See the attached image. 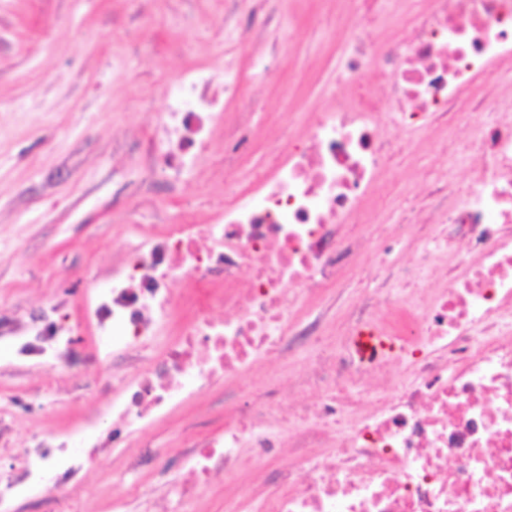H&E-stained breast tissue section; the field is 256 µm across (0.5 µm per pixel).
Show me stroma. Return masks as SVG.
<instances>
[{
    "instance_id": "stroma-1",
    "label": "stroma",
    "mask_w": 512,
    "mask_h": 512,
    "mask_svg": "<svg viewBox=\"0 0 512 512\" xmlns=\"http://www.w3.org/2000/svg\"><path fill=\"white\" fill-rule=\"evenodd\" d=\"M255 0H0V318H18L49 299L79 308L87 289L111 272L146 229L190 208L213 218L237 189L221 177L228 145L215 133L205 159L178 185L145 173L143 138L165 108L177 75L207 68L216 82L238 78L243 123L241 175L263 165L270 144L300 133L310 112L334 97L342 17L361 0H272L282 45L252 19ZM441 142L424 134L390 164L396 188L418 197L424 166ZM365 286L350 275L313 303L335 323ZM132 368L59 388L39 367L16 369L0 344V420L11 429L0 465L31 436L62 433L96 414L102 387ZM223 383L187 399L164 421L134 434L123 452L93 462L76 512H111L106 483L158 445L177 447L187 425L224 424ZM272 468L251 462L215 479L193 512H233L239 496L260 499Z\"/></svg>"
}]
</instances>
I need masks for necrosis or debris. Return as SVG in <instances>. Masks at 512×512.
<instances>
[{
	"mask_svg": "<svg viewBox=\"0 0 512 512\" xmlns=\"http://www.w3.org/2000/svg\"><path fill=\"white\" fill-rule=\"evenodd\" d=\"M384 2L362 0L343 18L338 70L348 94L271 148L211 221L187 210L148 231L86 292L79 315L52 299L0 321L15 362L50 369L59 384L131 358L164 328L174 334L105 397L100 414L111 429L89 421L16 449L0 469V512H20L32 498L65 512L94 460L219 380L223 431L185 432L178 470L166 449L150 456V477L165 488L160 507L113 473L112 512H186L215 476L246 459L275 461L283 447L306 477L280 467L275 491L239 501L236 512H512V0H425L381 43ZM371 63L391 81L360 79ZM174 83L146 148L177 182L206 156L240 86L213 90L204 71ZM462 115L480 118L476 137L450 150L468 162L467 180L430 168L422 199L405 205L388 189L402 150L396 130L413 136ZM369 210L405 217L366 245L351 230ZM411 224L430 226L431 236L409 234ZM438 264L443 284L421 297L415 275ZM362 267L379 287L400 282L405 297L383 307L363 295L335 347L322 349L321 324L308 320L303 299ZM181 277L187 290L178 296L171 285ZM364 327L396 337L395 355L360 356L350 339ZM81 331L112 344L79 351ZM315 344L321 351L291 378V396L277 384L240 390L256 362Z\"/></svg>",
	"mask_w": 512,
	"mask_h": 512,
	"instance_id": "1",
	"label": "necrosis or debris"
}]
</instances>
